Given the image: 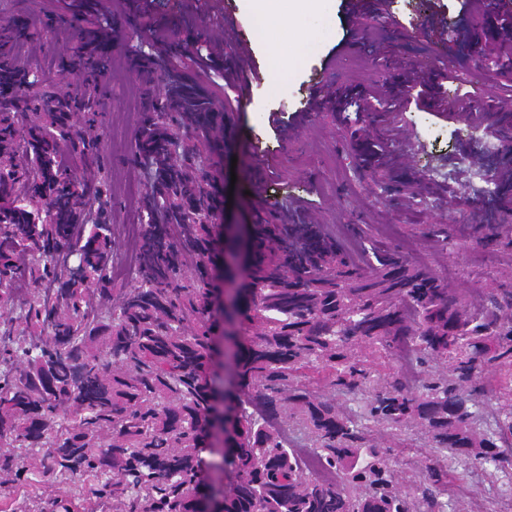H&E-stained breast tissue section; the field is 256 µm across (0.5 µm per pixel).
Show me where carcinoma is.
<instances>
[{
    "label": "carcinoma",
    "mask_w": 512,
    "mask_h": 512,
    "mask_svg": "<svg viewBox=\"0 0 512 512\" xmlns=\"http://www.w3.org/2000/svg\"><path fill=\"white\" fill-rule=\"evenodd\" d=\"M79 45L64 62L74 91L43 112L37 95L0 109V303L9 302L21 273L54 291L21 310L25 327L0 333V475L29 485L31 466L12 448H49L44 472L86 484L83 503H52V512H446L448 463L482 461L500 468V448L512 437V388L492 392L487 365L512 367V288L488 298L482 311L432 274L389 252L371 249L370 270L352 263L310 224L277 223L275 209L258 228L269 245L253 266L254 288L230 309L252 333L236 363L245 386L206 378L213 349L209 314L212 247L219 201L200 157L219 148L223 107L202 89L167 74L165 120L143 113L132 154L151 162L140 199L147 222L139 245L140 275L121 304L95 318L84 306L112 292L110 190L105 175L79 177L63 147L100 164L101 134L93 128L74 147L68 114L80 108L88 44L97 37L68 22ZM28 73L0 52V88L30 86ZM29 110L24 165L13 163L17 109ZM95 213L87 236L73 228ZM73 267L58 265L63 247ZM196 258L186 280V258ZM365 344L390 362L408 348L421 375L411 393L397 377L371 386L372 368L353 355ZM446 363L437 374L432 362ZM324 376L331 391L368 393L360 416L314 394L303 379ZM506 399L496 428L477 430L484 401ZM296 420L312 454L336 473L325 482L288 439ZM423 426L436 448L412 490H404L395 448ZM384 432L381 443L371 427ZM224 432L218 459L207 463L210 431Z\"/></svg>",
    "instance_id": "cac0c4a2"
}]
</instances>
